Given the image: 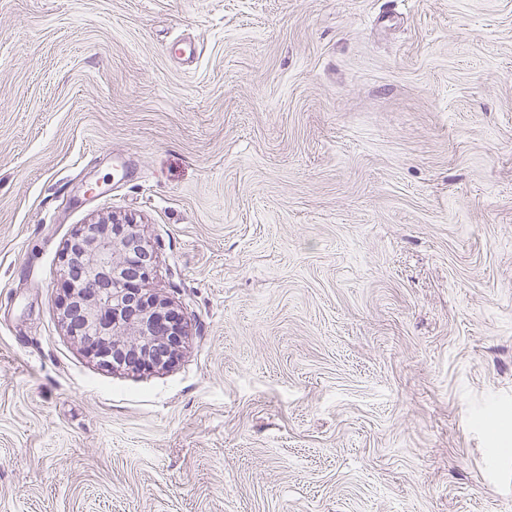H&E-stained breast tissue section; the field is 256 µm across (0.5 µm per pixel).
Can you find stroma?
<instances>
[{"label": "stroma", "mask_w": 512, "mask_h": 512, "mask_svg": "<svg viewBox=\"0 0 512 512\" xmlns=\"http://www.w3.org/2000/svg\"><path fill=\"white\" fill-rule=\"evenodd\" d=\"M114 214L172 367L61 322ZM0 512H512V0H0Z\"/></svg>", "instance_id": "1"}]
</instances>
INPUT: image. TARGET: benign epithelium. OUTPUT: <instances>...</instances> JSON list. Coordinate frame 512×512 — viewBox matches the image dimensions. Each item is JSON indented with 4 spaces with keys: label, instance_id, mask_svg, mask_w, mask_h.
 Instances as JSON below:
<instances>
[{
    "label": "benign epithelium",
    "instance_id": "7a95c632",
    "mask_svg": "<svg viewBox=\"0 0 512 512\" xmlns=\"http://www.w3.org/2000/svg\"><path fill=\"white\" fill-rule=\"evenodd\" d=\"M61 261L62 321L89 356L135 371L175 362L186 337L183 319L169 301L142 288L153 254L132 219L77 228Z\"/></svg>",
    "mask_w": 512,
    "mask_h": 512
}]
</instances>
